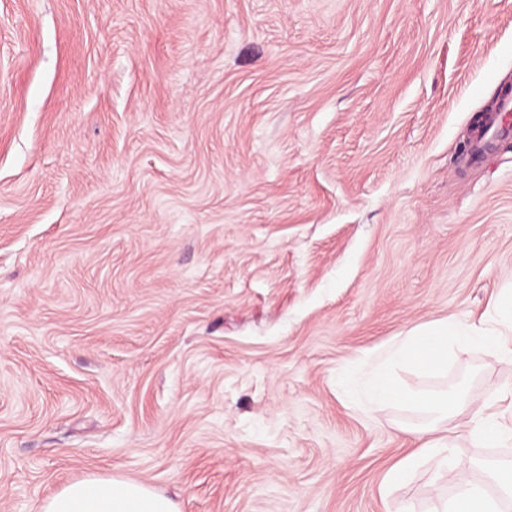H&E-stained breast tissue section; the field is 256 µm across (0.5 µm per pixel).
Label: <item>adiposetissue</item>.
I'll return each instance as SVG.
<instances>
[{
  "label": "adipose tissue",
  "instance_id": "adipose-tissue-1",
  "mask_svg": "<svg viewBox=\"0 0 512 512\" xmlns=\"http://www.w3.org/2000/svg\"><path fill=\"white\" fill-rule=\"evenodd\" d=\"M506 332H499V325ZM463 347H482L512 359V297L491 301L485 321L460 326L441 321L406 336L390 354L398 362L425 361L432 370H441L448 359L449 344ZM417 454L401 459L388 473L395 481L409 471L418 455L437 458L443 474L454 475L456 495L448 512H502L501 500L512 498V463L501 464L495 474L497 494L487 490L460 472L452 448V431L431 425L415 431ZM38 512H181L177 502L156 488L125 478L119 474L88 475L71 481L44 499Z\"/></svg>",
  "mask_w": 512,
  "mask_h": 512
}]
</instances>
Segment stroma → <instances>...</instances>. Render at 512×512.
I'll return each mask as SVG.
<instances>
[{
	"label": "stroma",
	"instance_id": "35a3bbf8",
	"mask_svg": "<svg viewBox=\"0 0 512 512\" xmlns=\"http://www.w3.org/2000/svg\"><path fill=\"white\" fill-rule=\"evenodd\" d=\"M512 0H0V512L90 473L182 512H432L391 345L512 288ZM405 394L512 391L448 349ZM449 416L475 483L512 459ZM512 113V96L501 95L496 114H490L485 123L476 130L472 138L470 158L479 162L493 149L495 142L509 129L508 118ZM508 125V127H507ZM366 396L374 405H386L395 402L401 396L392 379L379 371L369 382Z\"/></svg>",
	"mask_w": 512,
	"mask_h": 512
}]
</instances>
